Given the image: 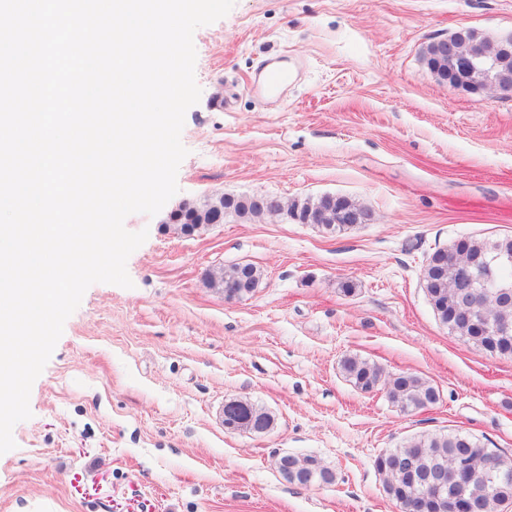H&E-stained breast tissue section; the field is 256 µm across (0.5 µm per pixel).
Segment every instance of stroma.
<instances>
[{"mask_svg":"<svg viewBox=\"0 0 512 512\" xmlns=\"http://www.w3.org/2000/svg\"><path fill=\"white\" fill-rule=\"evenodd\" d=\"M461 27L512 33V0H236L196 30L179 191L125 220L149 231L132 288L93 284L66 320L0 454V512H399L374 461L411 437L459 430L512 455V358L450 334L421 281L458 238L512 237V97L449 89L423 61ZM287 53L301 78L261 97L257 67ZM258 193L344 195L373 219L340 235L284 215L190 235L169 222L188 201ZM241 263L262 281L225 301L206 278ZM347 356L440 399L400 411L344 377ZM234 399L270 431L226 429ZM287 453L334 483L286 482ZM241 401L244 403L243 409L240 416L236 419L237 423L233 427L226 426H230V420L238 411V407L235 401L225 403L223 411L225 428L232 431L242 430L258 434L265 433L271 429L273 419L269 413L248 400ZM260 421L263 422L264 426L259 424ZM263 428H267L268 430L262 432L261 430Z\"/></svg>","mask_w":512,"mask_h":512,"instance_id":"obj_1","label":"stroma"}]
</instances>
